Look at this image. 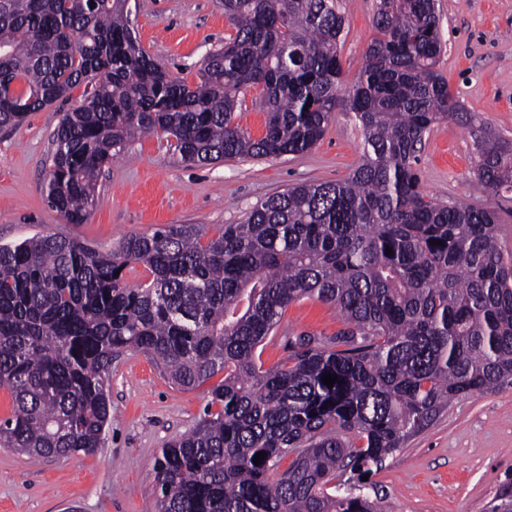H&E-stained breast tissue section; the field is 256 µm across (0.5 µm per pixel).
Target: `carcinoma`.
<instances>
[{
	"instance_id": "1",
	"label": "carcinoma",
	"mask_w": 512,
	"mask_h": 512,
	"mask_svg": "<svg viewBox=\"0 0 512 512\" xmlns=\"http://www.w3.org/2000/svg\"><path fill=\"white\" fill-rule=\"evenodd\" d=\"M221 4L235 34L191 86L137 45L121 0H0L1 130L93 84L54 128L41 187L68 223H83L138 134L165 136L191 164L321 140L341 84L335 0ZM374 24L349 99L362 162L347 179L291 186L207 240L197 224H165L105 253L50 232L0 246V386L14 406L0 445L96 453L112 361L133 350L184 389L222 375L196 427L161 451L159 512H380L354 478L461 395L512 384V253L495 213L436 202L414 169L430 127L457 120L477 183L512 190V140L475 122L437 71L436 0H377ZM257 87L258 139L235 123ZM138 264L151 280L131 286L121 271ZM306 298L334 305L343 328L290 336L286 360L263 367L259 348Z\"/></svg>"
}]
</instances>
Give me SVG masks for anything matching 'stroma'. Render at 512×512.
<instances>
[{
  "label": "stroma",
  "instance_id": "35a3bbf8",
  "mask_svg": "<svg viewBox=\"0 0 512 512\" xmlns=\"http://www.w3.org/2000/svg\"><path fill=\"white\" fill-rule=\"evenodd\" d=\"M345 16L338 44L344 90L323 138L309 151L278 158L190 165L166 139L145 135L106 167L97 200L82 224L48 206L41 185L51 134L66 102L33 113L18 128L0 130V245L60 233L108 251L133 234L163 224H200L206 236L246 219L260 199L300 183L336 181L360 164L361 130L348 89L376 37V0H339ZM140 46L171 75L196 83L204 59L234 29L219 0H130ZM444 42L438 69L453 97L479 120L512 139V0H438ZM476 155L454 121L426 133L416 168L422 190L438 203L493 208L502 248L512 251V191L492 195L475 181ZM336 309L304 299L285 310L261 360L288 356L289 337L332 336ZM110 421L92 455L33 459L0 447V512H157L154 467L162 448L193 430L208 401L205 388L173 385L145 354L129 351L112 363ZM512 482V385L456 399L425 430L385 459L363 495L385 512H491Z\"/></svg>",
  "mask_w": 512,
  "mask_h": 512
}]
</instances>
